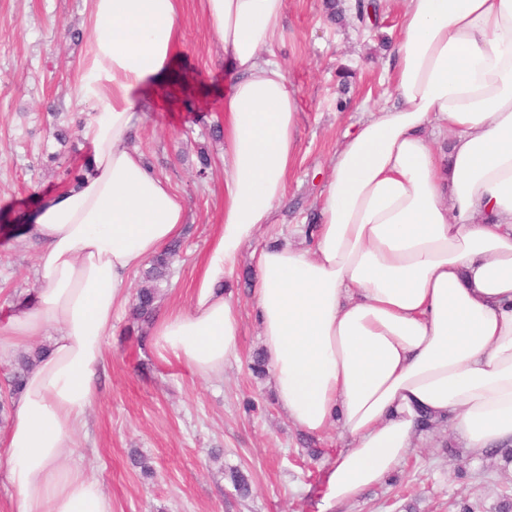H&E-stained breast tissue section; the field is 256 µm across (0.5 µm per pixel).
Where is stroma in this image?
Masks as SVG:
<instances>
[{"instance_id": "35a3bbf8", "label": "stroma", "mask_w": 512, "mask_h": 512, "mask_svg": "<svg viewBox=\"0 0 512 512\" xmlns=\"http://www.w3.org/2000/svg\"><path fill=\"white\" fill-rule=\"evenodd\" d=\"M356 0H339V18L326 0H287L282 38L271 48L296 90L300 151L288 198L275 224L246 245L224 282L242 319L239 362L219 379H204L174 358H161L146 336L152 323L124 305L106 345L97 399L79 435L84 467L99 475L112 512H321L326 477L339 447L335 432H299L274 402L271 375L248 365L263 348L251 288L255 246L299 242V225L317 216L318 194L343 134L384 103L389 84L385 44L398 16L380 0L377 25L355 17ZM183 53L132 144L183 196L187 228L179 259L161 283L159 311L187 306L223 230L224 53L203 20L201 0H183ZM90 0H0V321L13 302L34 292L37 251L21 238L42 194L69 185L88 147L82 137L57 142L54 125L76 127L91 117L81 96ZM354 78L342 88L338 69ZM207 155L208 169L199 157ZM321 449L318 459L305 447ZM144 457L153 472L133 462ZM251 485L236 496L232 471ZM512 489V462L493 450L472 457L450 426L425 438L380 486L333 512H456L469 499L475 512H498Z\"/></svg>"}]
</instances>
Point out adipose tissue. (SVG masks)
I'll use <instances>...</instances> for the list:
<instances>
[{"label":"adipose tissue","instance_id":"obj_1","mask_svg":"<svg viewBox=\"0 0 512 512\" xmlns=\"http://www.w3.org/2000/svg\"><path fill=\"white\" fill-rule=\"evenodd\" d=\"M392 100L345 134L310 242L261 247L253 290L276 401L300 431L336 427L326 508L383 484L447 424L476 456L512 443V0H391ZM224 52V232L191 304L152 345L204 378L239 358L221 285L273 222L296 161L300 108L268 52L286 0H202ZM181 0H91L81 135L91 171L42 196L32 299L0 323V359L47 351L11 403L15 512H112L76 463L130 276L179 238L183 197L132 146L144 99L182 53Z\"/></svg>","mask_w":512,"mask_h":512}]
</instances>
